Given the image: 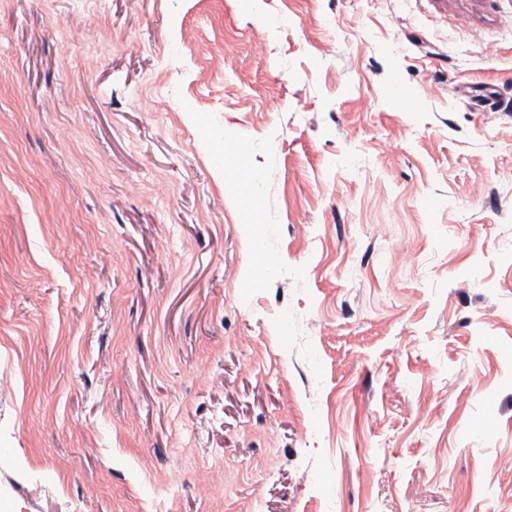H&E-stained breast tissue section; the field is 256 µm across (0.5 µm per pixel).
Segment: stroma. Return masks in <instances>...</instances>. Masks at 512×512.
Instances as JSON below:
<instances>
[{
  "instance_id": "obj_1",
  "label": "stroma",
  "mask_w": 512,
  "mask_h": 512,
  "mask_svg": "<svg viewBox=\"0 0 512 512\" xmlns=\"http://www.w3.org/2000/svg\"><path fill=\"white\" fill-rule=\"evenodd\" d=\"M509 348L512 0H0V512H512Z\"/></svg>"
}]
</instances>
